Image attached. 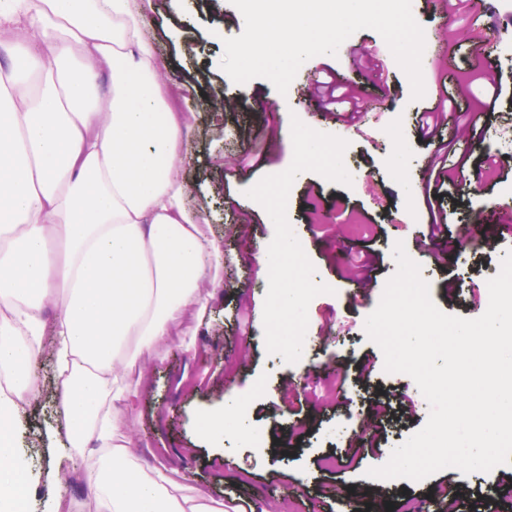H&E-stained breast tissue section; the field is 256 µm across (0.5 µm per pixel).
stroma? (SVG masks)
<instances>
[{
	"mask_svg": "<svg viewBox=\"0 0 512 512\" xmlns=\"http://www.w3.org/2000/svg\"><path fill=\"white\" fill-rule=\"evenodd\" d=\"M166 2L146 12L143 26L166 63V81L191 95L185 137L192 149L182 174L192 186L189 205H205L209 212L204 234L220 244L224 264L205 322L185 346L154 358L148 401L125 416L132 457L145 469L167 462L173 480L223 502L225 512H358L349 491L375 487L367 470L384 465L429 415L413 379L386 373L382 351L365 333V320L396 271L394 244L403 242L420 264L436 305L464 318L485 312L487 281L512 251V244L494 241L492 229L483 230L477 247L462 232L468 212H486L512 198L504 192L512 171L490 180L472 173L479 154L494 149L496 130L512 122V97L501 96L494 111L486 109L490 80L512 76V62L497 51L500 42L512 40V10L499 0H467L450 13L438 10L434 0H418L414 17L427 49L425 95L415 100L395 58L377 73L356 66L342 48L304 62L286 93L264 78L235 84L221 61L225 39L244 30L239 10L230 0ZM477 13L485 27L481 44L465 37ZM317 70L361 88L364 106H381L389 114L387 124L362 136L352 131L345 112L315 111L311 79ZM449 97L473 122L465 131L452 122L442 130L457 147L448 163L462 168L463 177L444 199L456 245L446 268L439 269L421 241L428 222L423 188L434 148L418 137L414 113ZM308 141L321 147L322 160L300 157ZM397 167L406 172L405 181L391 180ZM283 186L288 209L276 224L271 211ZM283 223L290 227V245L305 247L308 265L303 273L286 270L300 295L282 316L301 333L282 345L278 325L267 322L270 291L261 261L273 238L282 235ZM366 224L380 225L378 238L365 237ZM462 274L480 286L479 298L461 296ZM343 373L350 381L340 393L336 377ZM316 375L321 382L315 396L292 412L283 390ZM397 388L412 397L413 412L394 408L380 424L379 446L356 441L362 424L358 397L371 400ZM58 400L57 390L46 391L14 426L33 488L27 510L97 512L79 460L62 468L63 496L54 493ZM237 402L243 405L241 423L223 440H205V416ZM327 454L337 460L334 469L320 466ZM511 492L512 462L468 475L447 468L423 481L392 480L380 489L393 507L409 501L422 512L449 506L455 512H512Z\"/></svg>",
	"mask_w": 512,
	"mask_h": 512,
	"instance_id": "1",
	"label": "stroma"
}]
</instances>
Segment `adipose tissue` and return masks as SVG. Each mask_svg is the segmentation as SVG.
Listing matches in <instances>:
<instances>
[{"instance_id": "adipose-tissue-1", "label": "adipose tissue", "mask_w": 512, "mask_h": 512, "mask_svg": "<svg viewBox=\"0 0 512 512\" xmlns=\"http://www.w3.org/2000/svg\"><path fill=\"white\" fill-rule=\"evenodd\" d=\"M158 7L0 0V43L20 47L25 70L55 69L37 95L0 72V512L30 493L8 425L41 396L48 333L59 452L82 458L99 512H224L166 466H137L120 419L148 390L146 373L125 381L127 353L149 363L185 318L203 322L222 262L205 209L186 206L188 115L141 24Z\"/></svg>"}]
</instances>
